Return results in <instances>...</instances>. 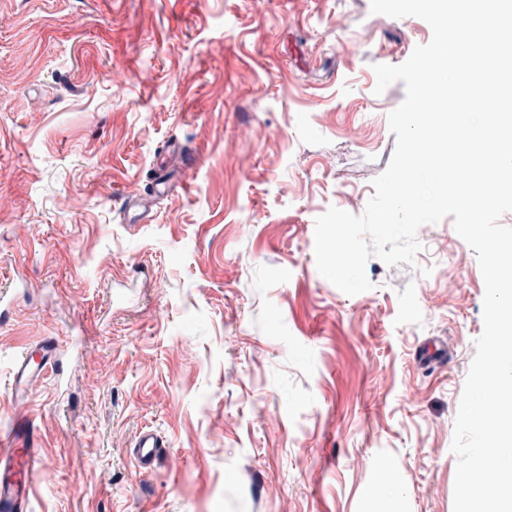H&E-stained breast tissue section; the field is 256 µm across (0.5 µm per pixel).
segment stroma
Segmentation results:
<instances>
[{
    "label": "stroma",
    "mask_w": 512,
    "mask_h": 512,
    "mask_svg": "<svg viewBox=\"0 0 512 512\" xmlns=\"http://www.w3.org/2000/svg\"><path fill=\"white\" fill-rule=\"evenodd\" d=\"M431 37L370 0H0V422L17 352L73 354L23 409L29 512H453L475 251L424 225L354 296L314 253L395 149L374 65ZM165 443L160 435L152 429H143L135 437L132 456L135 463L150 470L162 455Z\"/></svg>",
    "instance_id": "obj_1"
}]
</instances>
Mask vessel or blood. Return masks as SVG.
<instances>
[{
  "instance_id": "b4317fda",
  "label": "vessel or blood",
  "mask_w": 512,
  "mask_h": 512,
  "mask_svg": "<svg viewBox=\"0 0 512 512\" xmlns=\"http://www.w3.org/2000/svg\"><path fill=\"white\" fill-rule=\"evenodd\" d=\"M63 373L64 360L57 339L46 338L26 347L13 360L11 395L25 407L47 372ZM164 442L154 430H141L133 443L135 463L151 469L161 456ZM45 470L39 449L19 427L0 428V512H26L32 482Z\"/></svg>"
}]
</instances>
